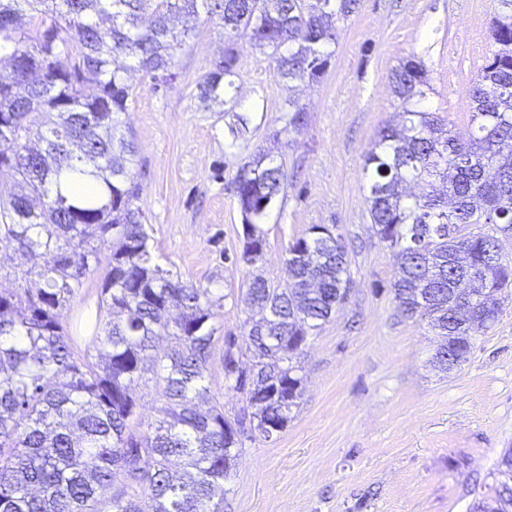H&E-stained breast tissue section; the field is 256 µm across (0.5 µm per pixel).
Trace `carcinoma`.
<instances>
[{
	"label": "carcinoma",
	"mask_w": 512,
	"mask_h": 512,
	"mask_svg": "<svg viewBox=\"0 0 512 512\" xmlns=\"http://www.w3.org/2000/svg\"><path fill=\"white\" fill-rule=\"evenodd\" d=\"M359 0H0V242L28 268L0 289V512H224L225 485L243 441L267 422L285 429L302 394L294 363L309 336L345 301L350 263L336 224H315L286 249L288 281L249 279L240 301L262 317L216 336L224 295L155 263L135 205L134 143L116 115L129 109V72L173 77L175 52L200 11L224 28V54L198 98L226 103L237 41L249 36L293 87L326 72L337 22ZM490 50L471 88L469 132L432 112L429 71L410 55L391 73L399 120L364 155L369 213L394 249L391 285L403 315L427 318L442 337L434 362L448 371V337L489 328L481 313L461 323L454 289L502 300L512 262L486 226L512 230V0H498ZM288 127L307 123L288 99ZM89 177L94 195L67 182ZM287 174L268 154L233 178L243 218L237 261L253 266ZM428 190L415 193L411 184ZM107 262L89 348L79 356L63 311L93 267ZM224 342V382L249 411L229 418L211 395L209 360ZM173 343L160 352L162 340ZM250 359L249 376L235 358ZM152 383L160 405L144 415L133 395ZM253 429H241L243 417ZM124 478L126 488L112 485ZM512 510V484L496 481L473 512Z\"/></svg>",
	"instance_id": "1"
}]
</instances>
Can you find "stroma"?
<instances>
[{
    "mask_svg": "<svg viewBox=\"0 0 512 512\" xmlns=\"http://www.w3.org/2000/svg\"><path fill=\"white\" fill-rule=\"evenodd\" d=\"M497 10L498 0H359L339 24L321 82L293 92L241 39L223 105L198 98L224 51V30L208 16L177 50L168 84L129 73L134 102L119 122L136 146V204L160 264L222 290L221 332L241 333L246 319L249 268L237 261L242 215L232 180L249 156L271 154L287 173L264 223L266 279L287 282L285 249L311 225H338L348 251L350 294L308 341L299 405L277 437L245 442L224 512H470L512 449V288L467 361L438 371L435 331L403 316L390 292L397 259L374 233L362 182L365 152L398 112L390 74L408 55L431 73L433 111L466 132ZM292 95L307 123L289 134ZM242 116L248 130L231 139Z\"/></svg>",
    "mask_w": 512,
    "mask_h": 512,
    "instance_id": "1",
    "label": "stroma"
}]
</instances>
